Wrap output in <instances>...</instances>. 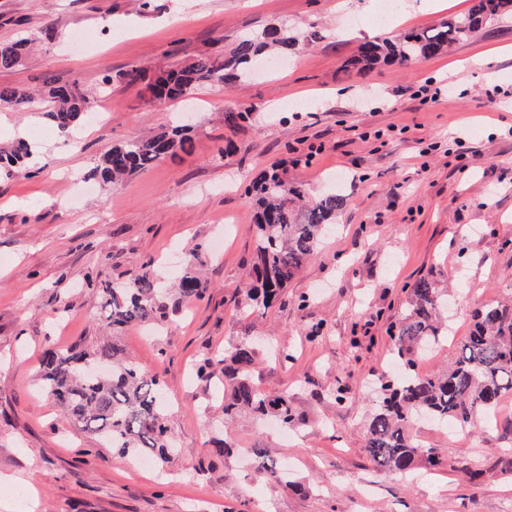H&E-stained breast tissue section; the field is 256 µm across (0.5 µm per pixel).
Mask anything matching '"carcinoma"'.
<instances>
[{
	"instance_id": "carcinoma-1",
	"label": "carcinoma",
	"mask_w": 512,
	"mask_h": 512,
	"mask_svg": "<svg viewBox=\"0 0 512 512\" xmlns=\"http://www.w3.org/2000/svg\"><path fill=\"white\" fill-rule=\"evenodd\" d=\"M512 17V0H474L470 10L431 27H414L393 41L369 42L360 47L350 65L370 70L379 64L406 66L418 58L447 54L469 40L487 23ZM45 29L26 37L0 42V71L15 68L35 50ZM305 37L270 27L259 36H243L234 50L224 55L206 54L176 61L152 79L133 66L122 73L130 84L144 85L152 100H176L202 84L233 88L251 73L258 56L275 47L286 56ZM49 109L45 112L55 131L67 136L86 118L90 95L76 82H46L43 90ZM32 94L18 86H0V106L23 111ZM191 139L181 127L152 136L115 143L98 158L89 172L103 191L128 175L145 171L158 161L187 151ZM33 146L25 139L0 149V179H18L32 173ZM255 206L257 246L255 283L247 298L260 308L270 307L314 254L343 205V197L329 193L314 201L291 184L278 168L264 172L247 189ZM206 282L196 269H187L169 285L150 269L114 285L101 282V311L112 330L132 325H159L164 318L162 299L171 292L191 303L204 297ZM410 309L392 335L393 354L406 374L397 385H387L386 396L368 421L365 448L370 461L382 472H412L420 457L436 467L440 461L416 443L409 424L417 414L468 432L490 420L502 397L512 392V308L485 305L475 311L460 355L447 370L422 375L412 358L414 349L438 348L448 338V326L438 313L441 292L422 279L410 291ZM255 350L248 342L235 347L224 359V418L231 420L247 409L260 418L272 415L285 427L294 424L288 393L268 395L252 384L249 369ZM42 392L55 399L80 430L97 436L104 447L135 458L152 456L160 463L175 453L170 439L165 383L144 371L116 343L92 349L79 342L66 349L45 353L38 375Z\"/></svg>"
}]
</instances>
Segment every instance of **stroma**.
<instances>
[{
    "label": "stroma",
    "mask_w": 512,
    "mask_h": 512,
    "mask_svg": "<svg viewBox=\"0 0 512 512\" xmlns=\"http://www.w3.org/2000/svg\"><path fill=\"white\" fill-rule=\"evenodd\" d=\"M387 38L467 13L473 0L435 6L400 0ZM379 0H0V42L45 28L53 39L0 83L38 90L48 77L78 81L109 104L79 144L48 130L42 109L0 112V147L32 140L28 179L0 182V512H512V396L465 435L411 425L444 466L412 478L378 471L365 425L394 380L391 335L411 286L448 288V339L417 371L452 363L479 305L512 299V18L487 25L450 54L406 67H348L374 40ZM283 26L314 36L234 88L205 84L152 102L121 72L230 52L240 36ZM111 84H103L104 74ZM447 87L422 102L419 86ZM249 109L232 129L227 109ZM190 152L129 176L107 194L74 196L103 148L175 123ZM42 137H34V130ZM382 131L375 139L374 131ZM223 156H216V146ZM278 167L310 199L345 197L333 232L266 310L244 301L255 240L245 188ZM210 251L208 290L192 308L167 307L153 335L118 340L166 382L177 453L141 469L72 426L38 391L46 349L98 344L101 280L120 283L152 266L185 270L188 246ZM259 336L250 377L285 392L294 426L224 419L225 353ZM212 359L210 376L195 365ZM232 445L213 452L214 440ZM287 464L279 483L252 449ZM482 470L460 471V457Z\"/></svg>",
    "instance_id": "35a3bbf8"
}]
</instances>
